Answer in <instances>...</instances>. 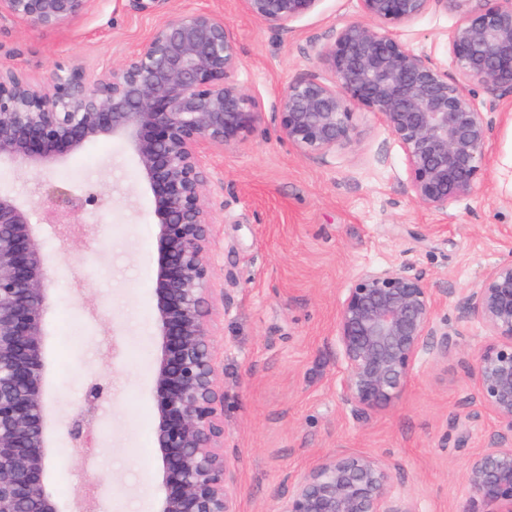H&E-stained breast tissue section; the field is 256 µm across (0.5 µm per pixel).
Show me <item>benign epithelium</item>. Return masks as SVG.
I'll list each match as a JSON object with an SVG mask.
<instances>
[{
    "label": "benign epithelium",
    "instance_id": "benign-epithelium-1",
    "mask_svg": "<svg viewBox=\"0 0 512 512\" xmlns=\"http://www.w3.org/2000/svg\"><path fill=\"white\" fill-rule=\"evenodd\" d=\"M90 0H0V15L53 28L79 18ZM321 0H241L244 11L282 27ZM375 31L348 23L317 57L331 73L288 83L279 96L281 137L318 155L349 144L356 110L368 111L401 148L413 201L444 210L472 194L485 146L501 115L497 92L512 93V0H359ZM457 17L448 33L453 71L409 50L404 26L432 6ZM239 47L224 17L184 13L158 23L142 47L91 76L60 65L47 85L0 63V165L39 173L86 143L125 139L153 198L158 227L154 317L159 336L153 408L161 497L156 512H236L239 486L224 452V384L215 363L209 256L214 213L208 156L254 131L258 104L240 81ZM489 98L480 100V93ZM49 204L34 222L31 202L0 191V512H59L48 483L55 450L46 389V327L55 304L54 270L43 225L81 226L97 206L62 181L42 179ZM458 321L477 320L486 341L471 368L497 441L471 457L462 512H512V261L491 269L458 301ZM463 332L437 317V298L405 262L367 271L348 288L336 318L344 365L340 399L354 410L386 407L427 355L446 359ZM107 388L87 387L65 427L86 447ZM398 464L337 453L290 483L277 512H417Z\"/></svg>",
    "mask_w": 512,
    "mask_h": 512
}]
</instances>
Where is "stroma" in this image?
<instances>
[{"label":"stroma","mask_w":512,"mask_h":512,"mask_svg":"<svg viewBox=\"0 0 512 512\" xmlns=\"http://www.w3.org/2000/svg\"><path fill=\"white\" fill-rule=\"evenodd\" d=\"M197 10L223 14L242 58L241 78L260 104L257 131L211 162L215 359L224 383V447L241 487L237 512H276L291 481L338 452L373 454L400 465L418 512H460L469 459L492 444L470 368L485 342L464 325L446 360L421 358L400 398L361 414L342 404L344 366L336 315L361 273L413 262L442 295L439 318L456 324L463 289L512 261V95L485 147L483 179L446 210L415 204L403 152L387 128L359 115L354 141L306 157L281 139L275 110L286 84L326 77L314 47L351 21L358 0H320L283 27L248 16L240 0H91L76 20L54 28L0 15V62L48 82L58 63L94 74L138 50L165 18ZM457 18L430 10L404 27L414 53L450 65L447 35ZM78 191L97 193L94 231L44 249L55 267L56 305L48 323V401L58 426L49 480L62 512L95 490L106 512H155L157 469L151 402L156 328L152 317V199L129 145L87 143L55 166ZM106 385L88 449L71 450L64 424L87 387ZM462 443H451L457 423Z\"/></svg>","instance_id":"obj_1"}]
</instances>
